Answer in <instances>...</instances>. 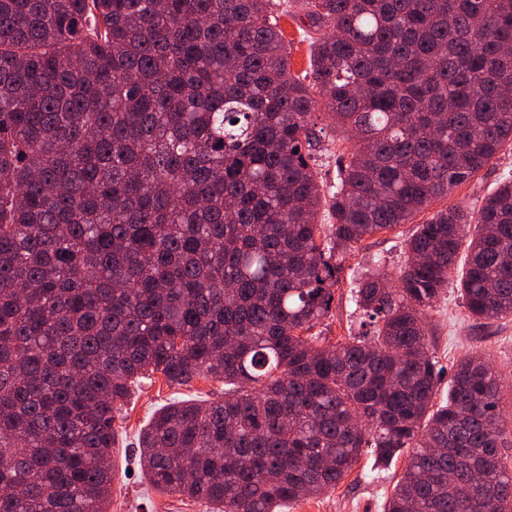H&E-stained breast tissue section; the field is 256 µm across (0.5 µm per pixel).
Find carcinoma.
Masks as SVG:
<instances>
[{"label": "carcinoma", "mask_w": 512, "mask_h": 512, "mask_svg": "<svg viewBox=\"0 0 512 512\" xmlns=\"http://www.w3.org/2000/svg\"><path fill=\"white\" fill-rule=\"evenodd\" d=\"M268 2L0 0V512H108L157 373L227 386L142 431L159 491L281 512L409 450L386 512H512L497 375L469 356L435 404L424 321L462 249L470 315L512 316L511 180L363 279L373 334L311 333L351 247L512 149V0H294L329 29L308 78ZM338 138H340L339 133L336 132L333 140L327 138L323 140L319 149L320 151L318 152V163L320 164L319 171H321V174L328 185L336 183L337 156L346 152L347 148L352 147V143L350 141H339Z\"/></svg>", "instance_id": "obj_1"}]
</instances>
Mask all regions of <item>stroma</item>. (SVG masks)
Instances as JSON below:
<instances>
[{
	"mask_svg": "<svg viewBox=\"0 0 512 512\" xmlns=\"http://www.w3.org/2000/svg\"><path fill=\"white\" fill-rule=\"evenodd\" d=\"M287 2L279 0L274 14L290 47V71L292 75L302 76L310 71V43L316 32L308 19L290 9ZM506 179H512V151L499 154L475 178L454 188L444 204L476 209ZM413 231L410 224L384 230L350 251L332 288L330 311L321 324L324 336L330 341L351 334L361 335L363 314L352 299L353 290L368 272L397 273L407 258L406 241ZM458 286V280H451L446 293L427 316L441 376L436 400L440 403L447 400L455 366L469 353L478 351L485 353L501 372L503 408L512 416V317L491 324L469 319ZM223 397V383L212 379L198 378L183 386L169 385L158 375L142 381L115 421L117 445L112 458L116 471L110 512H213L205 501L152 489L139 464L138 435L153 413L167 403L177 399L213 401ZM407 463V456L402 455L382 465L375 462L370 452H363L335 488L291 503L283 512H384Z\"/></svg>",
	"mask_w": 512,
	"mask_h": 512,
	"instance_id": "obj_1",
	"label": "stroma"
}]
</instances>
